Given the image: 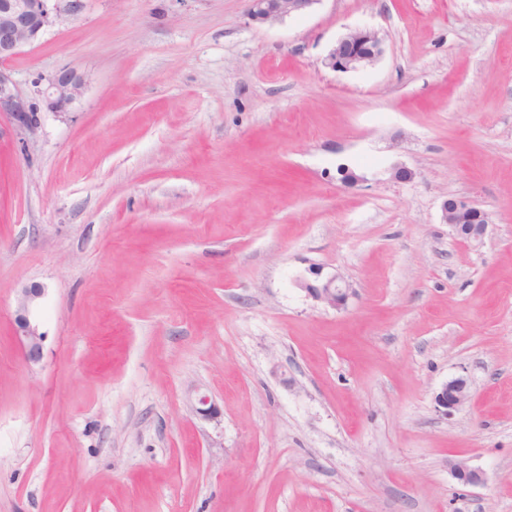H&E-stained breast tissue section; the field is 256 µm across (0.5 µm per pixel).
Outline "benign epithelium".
<instances>
[{
    "mask_svg": "<svg viewBox=\"0 0 512 512\" xmlns=\"http://www.w3.org/2000/svg\"><path fill=\"white\" fill-rule=\"evenodd\" d=\"M247 14L253 21L275 23L295 15L310 12L321 0H247ZM87 0H0V61L10 59L24 48L32 47L47 29L79 18ZM385 53V40L374 28L354 27L337 39L323 59V65L335 72L349 73L375 65ZM84 76L74 70L62 69L48 79L44 88L37 89L40 107L28 103L17 90L11 76L0 70V115L6 114L23 129L33 130L39 122V111L57 117L67 115L69 107L85 89ZM442 223L450 225L457 236L471 245L483 242L490 214L466 199H452L441 207ZM300 286L315 301L334 309L346 307L352 288L336 274L313 283L301 281ZM45 288L31 286L21 289L17 299L15 336L30 363L42 359L44 332L38 317ZM469 397L468 382L462 377L444 383L435 393V403L448 413L462 406ZM196 412L207 419L217 418L215 404L206 394H197ZM455 478L464 485L484 483L481 472L464 462L452 464Z\"/></svg>",
    "mask_w": 512,
    "mask_h": 512,
    "instance_id": "1",
    "label": "benign epithelium"
}]
</instances>
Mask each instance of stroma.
Listing matches in <instances>:
<instances>
[{
  "label": "stroma",
  "mask_w": 512,
  "mask_h": 512,
  "mask_svg": "<svg viewBox=\"0 0 512 512\" xmlns=\"http://www.w3.org/2000/svg\"><path fill=\"white\" fill-rule=\"evenodd\" d=\"M349 27L384 56L325 68ZM63 68L66 117L0 116V512H512V0H88L0 63L32 103ZM247 14L253 21L275 23L310 12L321 0H246ZM441 220L443 224H449L457 236L471 245L483 242L489 224L490 214L480 208L476 203L466 199H452L444 201L441 207ZM300 286L315 301L334 310L344 309L352 295V288L338 273L314 283L303 280ZM45 288L31 286L22 288L17 299L15 335L24 349L25 358L30 363H38L43 355L44 332L38 317L41 299ZM469 397L468 382L458 377L444 383L435 393V403L439 409L448 414L462 406Z\"/></svg>",
  "instance_id": "stroma-1"
}]
</instances>
